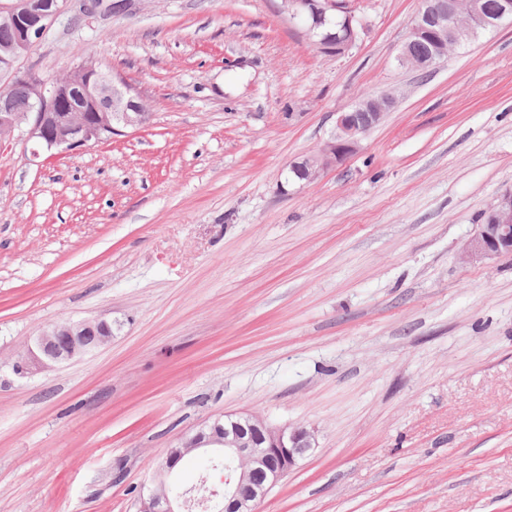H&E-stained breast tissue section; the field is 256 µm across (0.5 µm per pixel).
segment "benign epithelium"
Instances as JSON below:
<instances>
[{
    "label": "benign epithelium",
    "instance_id": "1",
    "mask_svg": "<svg viewBox=\"0 0 512 512\" xmlns=\"http://www.w3.org/2000/svg\"><path fill=\"white\" fill-rule=\"evenodd\" d=\"M67 0H11L0 8V73L10 74L11 86L0 93V143L27 128L28 139L55 158L89 143L112 137L118 127L140 128L149 121L145 106L136 101L126 81L106 73L89 58L61 77L46 82L20 71L16 62L30 53L49 24L63 11ZM311 0H281L284 12L306 21ZM482 19V27L495 29L512 20V0H498L491 14L483 12L480 0H422L412 18L399 57L401 64L427 70L444 60L448 50L474 35L460 27L462 6ZM327 8L343 13L344 39L331 46L316 45L325 53L342 54L354 47L365 24L344 0H328ZM429 44V52L416 56L412 48ZM395 104L389 94L361 100L347 112L338 113L337 132L316 153L292 164V172L310 182L322 172L341 164L358 147L360 136L376 126ZM512 255V190L500 194L486 210L473 234L460 251L465 263ZM112 340V324L104 319L68 321L49 325L35 341V348L17 358L13 371L20 377L51 369L93 352ZM178 448L224 449L235 461L224 475L226 512H255V504L297 462L315 448V436L305 427L274 426L254 414L226 415L206 421L194 432L179 438ZM175 462L168 459L158 470L152 487L140 496L138 512H181L178 498L157 492L160 481L171 476Z\"/></svg>",
    "mask_w": 512,
    "mask_h": 512
}]
</instances>
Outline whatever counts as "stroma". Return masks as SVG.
I'll use <instances>...</instances> for the list:
<instances>
[{"label": "stroma", "mask_w": 512, "mask_h": 512, "mask_svg": "<svg viewBox=\"0 0 512 512\" xmlns=\"http://www.w3.org/2000/svg\"><path fill=\"white\" fill-rule=\"evenodd\" d=\"M352 5L336 56L280 0H67L19 60L98 58L150 120L0 147V512H136L181 435L243 411L316 437L257 512H512V255L458 258L512 189V23L425 72L397 61L420 0ZM382 93L355 154L289 180ZM99 317L106 346L13 373ZM112 340V323L104 319L68 321L49 325L35 341V350L13 363L20 377L51 369L98 350Z\"/></svg>", "instance_id": "1"}]
</instances>
